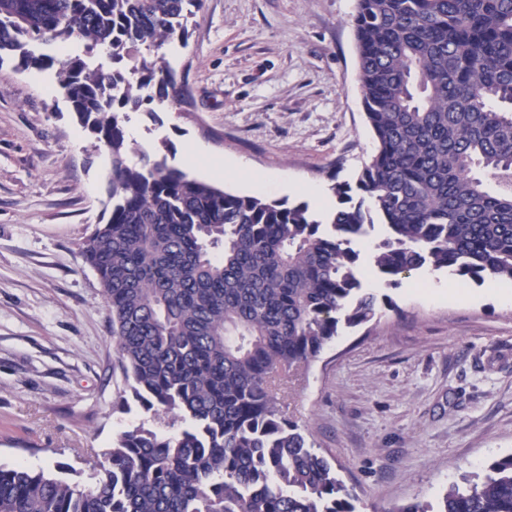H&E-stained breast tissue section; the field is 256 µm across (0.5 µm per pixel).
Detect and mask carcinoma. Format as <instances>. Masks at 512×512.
Returning a JSON list of instances; mask_svg holds the SVG:
<instances>
[{
	"label": "carcinoma",
	"instance_id": "obj_1",
	"mask_svg": "<svg viewBox=\"0 0 512 512\" xmlns=\"http://www.w3.org/2000/svg\"><path fill=\"white\" fill-rule=\"evenodd\" d=\"M203 0H0V61L57 68L71 112L112 156V208L80 245L110 314L140 424L92 484L0 466V512H356L355 497L278 394L345 328L376 317L353 239L386 234L372 274L425 266L512 281V0H357L352 17L376 142L334 211L240 195L166 157L129 163L127 113L181 110L165 49ZM107 52L92 69L67 44ZM386 512H512V454L436 503Z\"/></svg>",
	"mask_w": 512,
	"mask_h": 512
}]
</instances>
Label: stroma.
<instances>
[{"label": "stroma", "mask_w": 512, "mask_h": 512, "mask_svg": "<svg viewBox=\"0 0 512 512\" xmlns=\"http://www.w3.org/2000/svg\"><path fill=\"white\" fill-rule=\"evenodd\" d=\"M356 0H205L176 46L191 98L129 113L141 155L182 164L187 144L241 164L224 190L279 174L318 187L355 182L374 151L358 78ZM108 151L73 118L55 71L0 64V465L88 482L84 453L157 428L126 387L109 312L79 246L111 205ZM367 326L343 330L281 394L357 512L434 500L512 454V300L429 267L389 285Z\"/></svg>", "instance_id": "35a3bbf8"}]
</instances>
